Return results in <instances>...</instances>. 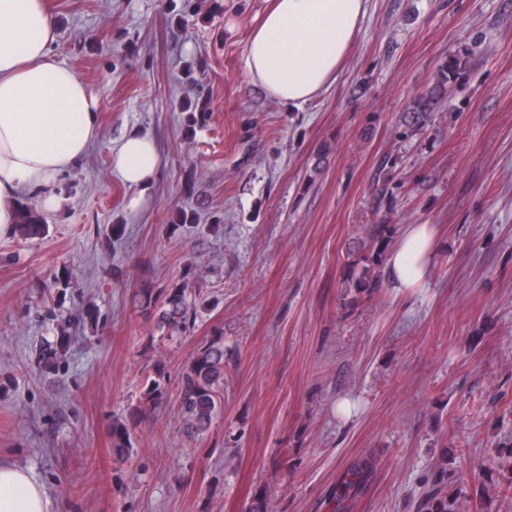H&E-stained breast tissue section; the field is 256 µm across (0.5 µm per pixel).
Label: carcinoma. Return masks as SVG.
Wrapping results in <instances>:
<instances>
[{
	"label": "carcinoma",
	"instance_id": "carcinoma-1",
	"mask_svg": "<svg viewBox=\"0 0 512 512\" xmlns=\"http://www.w3.org/2000/svg\"><path fill=\"white\" fill-rule=\"evenodd\" d=\"M476 42L465 52L450 54L439 65L435 81L427 91L415 96L408 107L405 123L408 129L423 128L430 120L439 102L448 94V89L459 79L466 69L475 49ZM387 163L379 164L375 180V212L383 211L388 193V178L385 173ZM392 225L386 216L376 224H370L364 238L350 249L352 260L343 275L342 287L349 302H358L378 282V269L383 262ZM14 231L23 239H34L47 235L48 224L27 200H18L17 221ZM134 303L141 313L153 321L154 328L162 335L183 334L193 325L196 318V304L188 285L183 283L172 288H154L145 282L136 290ZM163 377L157 372L144 379V392L139 404L128 414L112 420V456L116 461L129 458L132 433L150 408L166 395ZM224 384V340H210L201 345L191 355L181 372L179 399L184 430L189 434L206 432L217 412L219 392ZM370 464L366 461L350 467L344 474L343 493L336 496L337 509H348L353 488L368 480ZM455 500L436 488L425 501V512H454Z\"/></svg>",
	"mask_w": 512,
	"mask_h": 512
}]
</instances>
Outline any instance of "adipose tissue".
<instances>
[{
  "instance_id": "ef3b65f1",
  "label": "adipose tissue",
  "mask_w": 512,
  "mask_h": 512,
  "mask_svg": "<svg viewBox=\"0 0 512 512\" xmlns=\"http://www.w3.org/2000/svg\"><path fill=\"white\" fill-rule=\"evenodd\" d=\"M369 0H268L246 54L252 79L276 101L300 108L332 84L368 13ZM56 22L47 0H0V229L16 221V201L33 193L59 209L62 176L100 134L97 103L83 80L56 63ZM160 164L154 139L138 131L112 149V177L139 206ZM436 229L410 224L386 258L396 293L427 284ZM51 501L21 469L0 463V512H50Z\"/></svg>"
}]
</instances>
